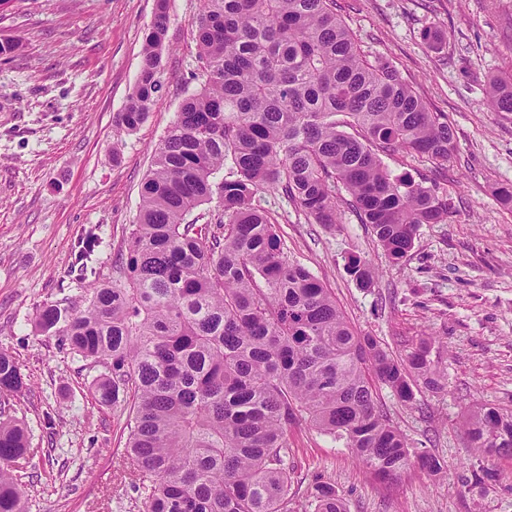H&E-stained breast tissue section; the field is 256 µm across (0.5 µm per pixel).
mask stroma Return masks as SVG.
<instances>
[{
    "label": "stroma",
    "instance_id": "35a3bbf8",
    "mask_svg": "<svg viewBox=\"0 0 512 512\" xmlns=\"http://www.w3.org/2000/svg\"><path fill=\"white\" fill-rule=\"evenodd\" d=\"M155 3L14 0L0 12V38L17 44L0 56V350L29 379L10 408L35 449L23 478L31 512H138L118 467L126 415L91 392L102 366L75 356L62 336L37 332L33 320L43 304L83 295L90 279L76 255L87 233L102 239L94 279L112 282L152 152L196 87L201 2L171 0L166 91L136 132L119 134ZM336 8L366 58L387 61L454 126L448 162L382 158L394 173L434 178L452 211L446 223L420 225L395 265L348 205L331 231L307 223L281 193L261 199L289 258L325 283L359 335L397 356L435 337L442 391L417 385L410 405L386 386L376 392L409 446L444 462L446 479L435 484L412 466L378 480L302 419L288 428L292 508L313 512L315 484L329 482L348 512H512V458L477 459L463 427L475 407L512 410V211L496 195L512 184V113L493 111L486 95L491 78L512 73V0H336ZM429 28L442 32L441 48L424 42ZM353 255L375 269L371 287L349 275ZM477 462L498 480L464 487Z\"/></svg>",
    "mask_w": 512,
    "mask_h": 512
}]
</instances>
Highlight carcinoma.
<instances>
[{
	"label": "carcinoma",
	"instance_id": "cac0c4a2",
	"mask_svg": "<svg viewBox=\"0 0 512 512\" xmlns=\"http://www.w3.org/2000/svg\"><path fill=\"white\" fill-rule=\"evenodd\" d=\"M202 3L197 88L154 149L118 278L90 283L81 310L40 307L36 328L105 368L92 385L99 403L129 407L121 462L140 512H293L288 426L302 417L377 478L417 465L442 480L444 463L409 447L376 400L378 383L404 403L419 380L442 387L432 340L399 358L357 335L323 282L285 254L260 193L281 192L328 230L349 201L398 264L418 227L447 221L451 203L380 155L448 161V117L362 54L336 0ZM168 23L169 0H157L119 113L124 132L164 90ZM488 97L512 112V74L493 78ZM338 115L361 134L341 130ZM349 271L361 287L373 283L361 257ZM24 387L20 364L0 351V512H29V436L4 407ZM464 427L475 455L512 457V411L481 406ZM314 502V512H347L328 482Z\"/></svg>",
	"mask_w": 512,
	"mask_h": 512
}]
</instances>
